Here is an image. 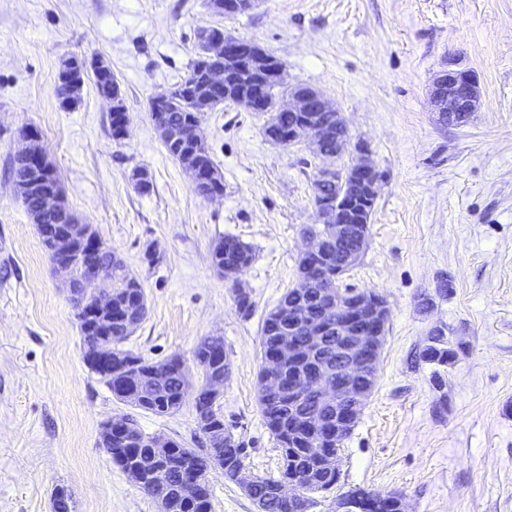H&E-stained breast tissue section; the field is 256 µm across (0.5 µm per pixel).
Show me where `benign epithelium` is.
<instances>
[{
  "mask_svg": "<svg viewBox=\"0 0 512 512\" xmlns=\"http://www.w3.org/2000/svg\"><path fill=\"white\" fill-rule=\"evenodd\" d=\"M257 0H225V15H239L252 10ZM206 52L228 62H236L243 68L252 67V58L263 53L250 41L227 33L207 34ZM283 82V65L274 56L267 58L265 67L257 72L253 91L243 107L267 116L266 124L275 121L280 112L294 113L298 122L288 130V141H307L313 152L323 157H339L351 145L350 130L342 116L336 121V154L322 149L327 135L325 128L315 122V112H335L333 106L318 90L306 88L288 94L289 102L279 103L274 90ZM433 110L446 123H462L477 111L480 105V90L472 71L460 66L456 60L448 61L442 70L434 75L428 88ZM29 146L17 153V157L29 162L38 171L43 167L44 156L31 135H25ZM347 180L346 192L334 200L319 199L315 202V221L324 224L330 234L336 236V245H348L342 251V262L336 266V276H342L355 265L362 253L366 236L353 224L348 216L360 204L377 199L382 175L369 153L358 148V155L352 160L349 170L334 166H323L316 170L313 182L319 186L339 179ZM70 235L82 242L84 248V284L92 287L111 277L96 267L89 255L105 249L97 237L88 235L87 226L73 224ZM308 247L303 253L305 264L312 272L325 268V238L307 233ZM323 314L336 315V325L324 324L315 319L306 309L293 311L294 329L301 331L303 342L295 336H285L277 352L267 363V383L272 389L283 387L282 368L285 364L303 363L308 370H301L294 378L296 390L310 397L318 407L327 411V418L317 415L300 414L298 425L321 429L326 434H341L355 425L371 397L378 378L379 357L383 337L376 325L384 322L388 309L377 295L362 296L358 293L345 294L340 288H324L319 292ZM278 494L290 503L301 499L302 488L293 478L279 483ZM373 502L341 497L336 502V512H370Z\"/></svg>",
  "mask_w": 512,
  "mask_h": 512,
  "instance_id": "benign-epithelium-1",
  "label": "benign epithelium"
}]
</instances>
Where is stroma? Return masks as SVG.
Returning a JSON list of instances; mask_svg holds the SVG:
<instances>
[{"instance_id":"stroma-1","label":"stroma","mask_w":512,"mask_h":512,"mask_svg":"<svg viewBox=\"0 0 512 512\" xmlns=\"http://www.w3.org/2000/svg\"><path fill=\"white\" fill-rule=\"evenodd\" d=\"M212 28L277 57L287 85L322 91L386 175L367 247L343 277L382 295L389 317L377 386L339 452L336 494L398 491L407 512H512V0H261L233 17L207 0H0V512H52L59 486L72 512H157L99 446L113 419L206 445L193 403L142 411L86 366L65 278L9 175L28 131L78 222L144 288L147 316L120 349L160 362L223 337L230 373L215 408L246 470L280 474L258 405L261 327L298 284L321 161L304 145L270 143L263 116L227 102L202 118L224 193L197 195L150 105L187 75L197 31ZM72 57L84 63L73 105L57 94ZM452 58L481 93L462 126L438 123L427 96ZM101 63L124 98L119 137L94 83ZM225 236L255 251L240 276L247 311L210 261ZM437 327L460 346L438 377L413 359ZM209 482L212 512H255L221 470Z\"/></svg>"}]
</instances>
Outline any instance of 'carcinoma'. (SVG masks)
Masks as SVG:
<instances>
[{"label":"carcinoma","instance_id":"obj_1","mask_svg":"<svg viewBox=\"0 0 512 512\" xmlns=\"http://www.w3.org/2000/svg\"><path fill=\"white\" fill-rule=\"evenodd\" d=\"M208 66L209 58L203 50L194 60L188 76L170 89L166 104L167 117L175 127L188 131L194 127L199 128L201 107L205 105L213 110L224 103V94L216 93L206 82L205 70ZM82 82V74L74 71L73 62L65 61L59 75L60 92L74 99ZM96 86L104 98L118 91V82L110 72L96 75ZM164 147L185 170L196 167L208 170L215 168L203 139L189 135L184 139L166 141ZM11 176L25 210L38 227L45 250L51 261H56L53 242L62 235L65 225L58 223L57 217L40 211L37 194L29 189L33 179L32 168L15 160L12 162ZM73 258L76 277L70 289L85 308L91 309L95 306L93 289L87 288L79 275L78 255H73ZM254 258L252 248L233 236L218 240L211 250L213 267L226 277H232L248 268ZM97 261L112 277V317L104 318L103 324L91 331L86 328L83 312H76L86 362L96 348L109 342L115 345L129 336L128 328L141 323L146 315V298L140 281L126 271L109 249L100 252ZM313 294L310 288L302 294L291 289L266 315L261 332L263 355L272 352L280 338L288 335V319L293 308L305 304L316 310L317 316H322ZM418 357L428 363L447 365L455 360L457 352L449 346L437 349L428 345L419 352ZM112 360L114 375L112 380L106 381L112 394L120 401L156 415H172L185 404L191 367H196L202 374L203 381L197 388L194 407L199 431L203 436L212 438L215 449L186 448L174 441L164 457L152 448V437L143 434L133 424L124 430L100 432V445L119 468L125 471L135 469L140 473L144 490L149 495H154V491L160 488L164 489L165 512H211L210 469L218 466L227 479L233 480L237 470L244 466L243 448L224 429V416L215 410L217 396L212 393L214 379L225 380L229 375L224 340L219 336L204 338L194 349L190 360L173 356L163 362L153 363L122 350L116 352ZM265 377V370H260L258 401L265 425L282 449V467L277 477H257L250 490V497L264 501L267 512H297L296 507L277 495V485L290 476L305 483L306 467L319 457L320 452L335 448L345 436L315 443L307 434L294 433V417L290 407L295 398L287 392L280 394L266 388ZM184 468L200 474L201 482H187L181 473Z\"/></svg>","mask_w":512,"mask_h":512}]
</instances>
